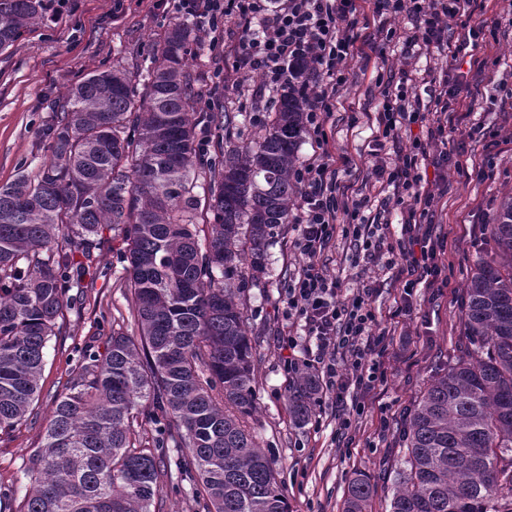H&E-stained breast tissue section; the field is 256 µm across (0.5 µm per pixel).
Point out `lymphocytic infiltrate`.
<instances>
[{
	"label": "lymphocytic infiltrate",
	"instance_id": "1",
	"mask_svg": "<svg viewBox=\"0 0 512 512\" xmlns=\"http://www.w3.org/2000/svg\"><path fill=\"white\" fill-rule=\"evenodd\" d=\"M477 0H373V12L387 18L411 14L413 24L403 33L387 30L386 40L401 38L403 50L412 56L439 53L451 65L439 81L419 84L410 72H401L396 94H385L376 116L377 130L371 155L377 180L392 186L393 194L380 200L348 194L340 185V167L347 156L332 151L324 122L339 108L338 89L348 80L344 63L356 49L348 32L358 21L362 0H160L164 9L190 19L212 47L224 45V28L240 31L231 50L237 68L263 77L256 98L287 84L289 67L296 60L311 62L298 92L307 104V123L316 151L299 166L294 177L301 188L299 212L294 218L298 234L293 241L303 265L289 284L286 296L289 315L303 324V337L284 338L289 355L284 361L289 376L312 368L320 383L318 401L336 412V438L352 446L366 398L386 380L385 364L392 360L393 335L413 310L417 289L436 286L441 274L436 247L424 219L431 211L436 192L447 181L453 161L445 151L448 135L466 138L455 120V105L469 90V75L483 73L485 61L468 58L478 47L481 27L472 26L463 39L448 34L452 18H471ZM408 139V149L398 143ZM395 142L387 153V142ZM432 166L434 177L424 180L420 169ZM374 210L366 218V210ZM400 211L401 235L392 237L385 214ZM348 240L353 264L385 263L396 270L402 292L395 298L378 327L374 302L379 294L373 284L344 292L340 280L324 271L320 258L334 238ZM314 345L311 357L298 358L300 343Z\"/></svg>",
	"mask_w": 512,
	"mask_h": 512
}]
</instances>
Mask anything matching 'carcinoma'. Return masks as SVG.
I'll list each match as a JSON object with an SVG mask.
<instances>
[{"mask_svg": "<svg viewBox=\"0 0 512 512\" xmlns=\"http://www.w3.org/2000/svg\"><path fill=\"white\" fill-rule=\"evenodd\" d=\"M46 0H0V53L46 14ZM194 29L174 22L94 70L54 103L35 175L0 186V435L39 400L44 356L60 333L64 290L82 283L109 229L127 244L126 288L138 336L112 332L84 352L24 462L32 488L14 512H156L171 466L195 474L207 512H288L271 460L247 422L255 365L234 275L264 273L266 247L300 194L294 179L306 104L288 86L258 130L217 143L200 167ZM211 214L199 235L200 205ZM461 297L470 348L431 376L403 420L404 465L390 512H512V192L490 224ZM314 376L287 396L297 425ZM164 420L172 459L139 427ZM360 477L345 512H366Z\"/></svg>", "mask_w": 512, "mask_h": 512, "instance_id": "cac0c4a2", "label": "carcinoma"}]
</instances>
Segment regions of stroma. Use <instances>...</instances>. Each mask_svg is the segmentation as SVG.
<instances>
[{
    "mask_svg": "<svg viewBox=\"0 0 512 512\" xmlns=\"http://www.w3.org/2000/svg\"><path fill=\"white\" fill-rule=\"evenodd\" d=\"M155 0H68L59 21L47 20L23 34L16 48L0 54V185L10 183L20 172L37 173L45 156L44 132L51 120V104L85 74L106 69L114 54L134 46H149L157 33L173 22L172 14L155 8ZM472 24L483 26L489 37L478 48L488 60L478 87L475 110L468 118L479 143L492 136H512V121L501 112L500 83L512 84V23L498 8L475 10ZM436 60L406 57L400 44L390 43L384 55L369 54L349 61V79L341 89L344 106L328 118L324 129L330 144L352 159L340 172L341 184L353 188L370 183L372 128L367 120L379 111L380 87L400 70L438 69ZM228 108L243 111L235 136L248 138L257 126L251 97L238 96L237 84L257 88L260 77L248 71L229 72ZM496 176L478 181L468 174L449 170L448 187L439 197L431 217L434 241H450V251L441 261L448 278L446 287L420 292L415 311L397 339L411 346L412 363L390 362L381 399L370 402L360 420L353 447L336 442V421L328 407H313L307 424L295 426L288 413V374L285 352L279 339L299 332L289 320L285 288L303 264L292 241L294 224H285L266 249V275L255 281L240 279L246 305L248 334L253 344L256 376V412L249 421L260 447L270 457L289 512H343L348 483L355 476L370 479L375 492L368 512H389L393 477H381L400 460V439L395 425L379 426V402L391 405L403 416L419 396L431 373L447 367L456 354L462 334L459 300L466 278L481 246V232L491 223L498 199L512 191V150L494 155ZM348 245L335 238L321 262L328 275L355 288L376 282L380 295L378 311H386L401 292L394 271L381 267H356L346 260ZM121 240L106 244L100 255V272L88 288H71L66 296L64 326L52 337L45 354L41 392L35 406L36 421L20 426L0 441V512H12L14 497L30 486L22 468L30 450L40 441L44 416L52 408L79 359L81 348L103 351L113 331L134 336L138 329L130 313L125 288V263Z\"/></svg>",
    "mask_w": 512,
    "mask_h": 512,
    "instance_id": "35a3bbf8",
    "label": "stroma"
}]
</instances>
